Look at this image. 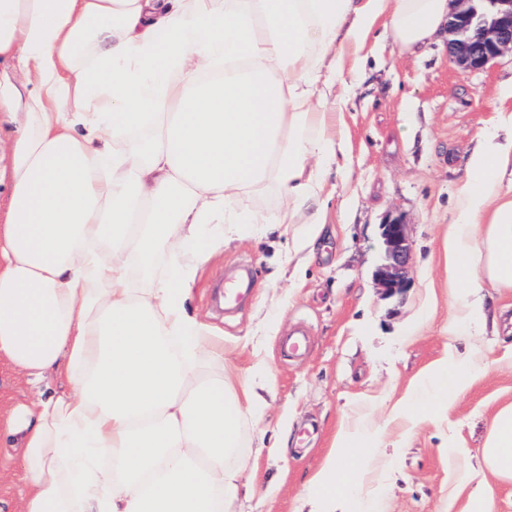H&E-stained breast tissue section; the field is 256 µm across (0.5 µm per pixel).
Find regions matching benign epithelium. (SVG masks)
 Instances as JSON below:
<instances>
[{"mask_svg": "<svg viewBox=\"0 0 512 512\" xmlns=\"http://www.w3.org/2000/svg\"><path fill=\"white\" fill-rule=\"evenodd\" d=\"M447 29L448 52L458 68L482 70L503 54L512 53V0H456ZM382 240L385 263L375 278L382 293L392 297L409 285L406 225L389 220L382 225Z\"/></svg>", "mask_w": 512, "mask_h": 512, "instance_id": "benign-epithelium-1", "label": "benign epithelium"}]
</instances>
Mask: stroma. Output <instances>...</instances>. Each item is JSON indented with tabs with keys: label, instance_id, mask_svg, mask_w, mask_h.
Wrapping results in <instances>:
<instances>
[{
	"label": "stroma",
	"instance_id": "35a3bbf8",
	"mask_svg": "<svg viewBox=\"0 0 512 512\" xmlns=\"http://www.w3.org/2000/svg\"><path fill=\"white\" fill-rule=\"evenodd\" d=\"M365 66L344 72L328 99L342 97L334 134L349 159L327 204L313 253L294 249L300 224L247 227L201 271L194 307L224 335V370L269 368L265 407L246 415L240 446L250 457L240 512H304L308 475L322 463L337 430L367 417L386 441L401 440L393 471L363 474L364 489L382 487L386 512H465L469 493L485 486L494 512H512V483L487 472L480 449L492 414L512 402V338L487 325L480 377L458 403L423 420L408 437L390 420L409 381L466 338L448 333L454 304L445 284L441 239L455 216L456 192L471 154L512 115V55L466 73L446 43L401 55L382 23L369 37ZM397 218L411 248L410 286L383 297L374 281L382 260L380 226ZM252 272V297L225 314L211 302L213 284L240 264ZM302 329L309 348L280 355L282 337ZM286 433L287 448L272 445Z\"/></svg>",
	"mask_w": 512,
	"mask_h": 512
}]
</instances>
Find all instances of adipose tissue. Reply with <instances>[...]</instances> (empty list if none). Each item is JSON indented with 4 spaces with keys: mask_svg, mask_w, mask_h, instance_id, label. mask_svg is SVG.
<instances>
[{
    "mask_svg": "<svg viewBox=\"0 0 512 512\" xmlns=\"http://www.w3.org/2000/svg\"><path fill=\"white\" fill-rule=\"evenodd\" d=\"M449 0H0V78L21 117L0 225V357L30 387L0 406L21 453L18 512H233L248 467L244 415L267 369L224 374V344L192 311V283L242 224L237 198L268 189L280 224L313 248L343 152L327 106L376 21L400 52L433 41ZM512 116L472 154L443 240L452 336H478L484 283L512 288ZM477 352L449 350L393 408L416 423L453 406ZM50 378L60 389H41ZM372 423L340 428L304 484L309 512H381L358 476ZM512 481V403L481 450Z\"/></svg>",
    "mask_w": 512,
    "mask_h": 512,
    "instance_id": "obj_1",
    "label": "adipose tissue"
}]
</instances>
